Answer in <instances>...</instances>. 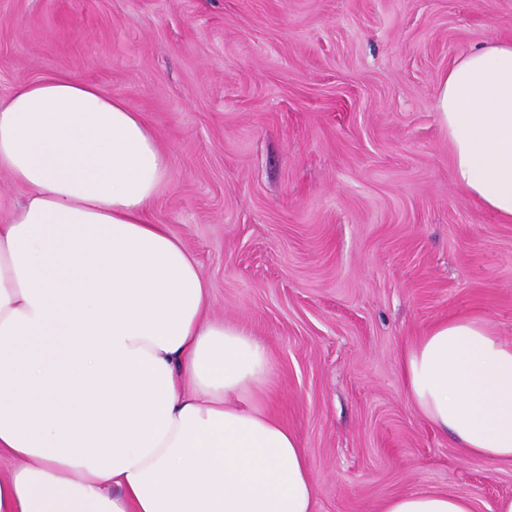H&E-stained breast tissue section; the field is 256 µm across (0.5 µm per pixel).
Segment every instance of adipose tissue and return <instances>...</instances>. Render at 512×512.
Masks as SVG:
<instances>
[{"mask_svg": "<svg viewBox=\"0 0 512 512\" xmlns=\"http://www.w3.org/2000/svg\"><path fill=\"white\" fill-rule=\"evenodd\" d=\"M456 182L512 223V41L438 83ZM0 512H313L306 450L258 391L267 345L209 317L197 262L149 210L170 176L141 113L69 76L0 100ZM416 409L468 455L512 464V343L454 317L406 348ZM382 512H474L435 490ZM25 194L23 186L13 182L7 172L0 170V224L8 223Z\"/></svg>", "mask_w": 512, "mask_h": 512, "instance_id": "adipose-tissue-1", "label": "adipose tissue"}]
</instances>
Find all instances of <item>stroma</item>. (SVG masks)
Instances as JSON below:
<instances>
[{
	"label": "stroma",
	"instance_id": "stroma-1",
	"mask_svg": "<svg viewBox=\"0 0 512 512\" xmlns=\"http://www.w3.org/2000/svg\"><path fill=\"white\" fill-rule=\"evenodd\" d=\"M494 39L512 40V0H0V99L69 75L155 133L171 175L151 218L211 314L267 344L262 398L307 451L315 512L512 496V465L456 448L400 376L443 319L512 341V223L457 184L436 107ZM381 512H474L467 497L435 490L406 492L386 500Z\"/></svg>",
	"mask_w": 512,
	"mask_h": 512
}]
</instances>
